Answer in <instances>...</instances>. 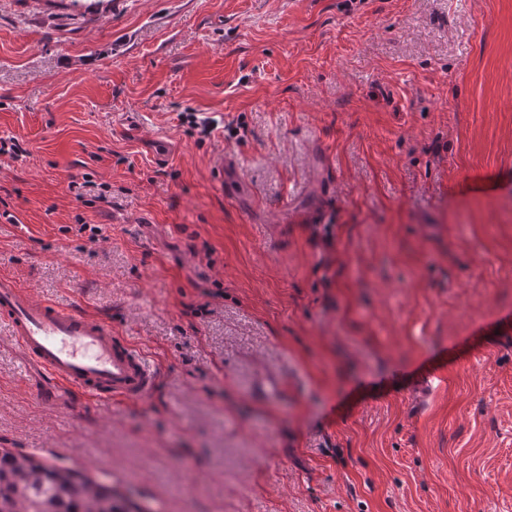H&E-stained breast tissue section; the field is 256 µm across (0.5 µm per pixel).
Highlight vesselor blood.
Masks as SVG:
<instances>
[{
	"label": "vessel or blood",
	"instance_id": "b4317fda",
	"mask_svg": "<svg viewBox=\"0 0 512 512\" xmlns=\"http://www.w3.org/2000/svg\"><path fill=\"white\" fill-rule=\"evenodd\" d=\"M0 321L53 386L97 400L138 398L153 388L155 365L113 334L110 322L37 299L5 274L0 275Z\"/></svg>",
	"mask_w": 512,
	"mask_h": 512
}]
</instances>
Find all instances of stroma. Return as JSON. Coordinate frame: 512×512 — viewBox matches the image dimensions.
Listing matches in <instances>:
<instances>
[{
	"instance_id": "35a3bbf8",
	"label": "stroma",
	"mask_w": 512,
	"mask_h": 512,
	"mask_svg": "<svg viewBox=\"0 0 512 512\" xmlns=\"http://www.w3.org/2000/svg\"><path fill=\"white\" fill-rule=\"evenodd\" d=\"M1 136L0 273L158 372L47 396L0 326V448L148 512H512V0H0Z\"/></svg>"
}]
</instances>
